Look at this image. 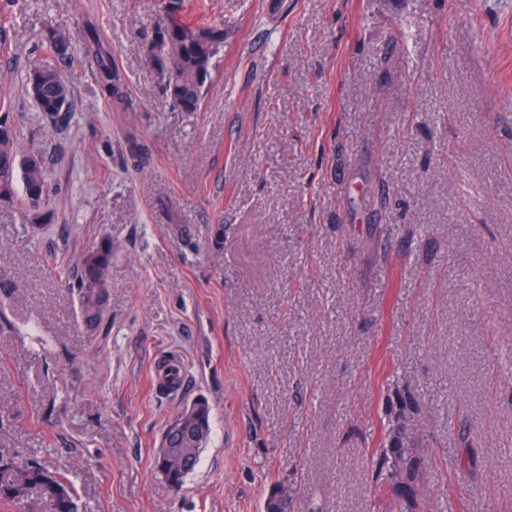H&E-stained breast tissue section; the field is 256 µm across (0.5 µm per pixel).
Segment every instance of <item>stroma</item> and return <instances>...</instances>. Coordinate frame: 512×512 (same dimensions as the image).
I'll list each match as a JSON object with an SVG mask.
<instances>
[{
	"instance_id": "1",
	"label": "stroma",
	"mask_w": 512,
	"mask_h": 512,
	"mask_svg": "<svg viewBox=\"0 0 512 512\" xmlns=\"http://www.w3.org/2000/svg\"><path fill=\"white\" fill-rule=\"evenodd\" d=\"M189 7L225 37L197 112L145 58L161 0H0V100L49 187L41 224L0 202V455L77 512H262L281 486L293 512H385L403 412L417 512H512V0ZM90 25L133 111L100 96ZM47 60L57 117L25 88ZM102 240L90 327L73 282ZM197 401L211 433L173 489L157 451ZM27 90L41 112L51 115L70 112L71 90L56 66L45 64L31 68ZM153 385L157 391L168 397L182 393L185 370L178 356H167L161 359L153 370Z\"/></svg>"
}]
</instances>
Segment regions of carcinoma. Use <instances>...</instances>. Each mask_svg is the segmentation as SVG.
<instances>
[{
	"label": "carcinoma",
	"instance_id": "cac0c4a2",
	"mask_svg": "<svg viewBox=\"0 0 512 512\" xmlns=\"http://www.w3.org/2000/svg\"><path fill=\"white\" fill-rule=\"evenodd\" d=\"M163 4L170 23L157 41L145 46L146 58L158 71L172 103L184 112H197L211 79L213 59L224 46V29L191 21L184 14L185 0H163ZM97 80L107 101L125 112L132 109L125 78L108 55H99ZM27 90L42 112L53 115L70 111L71 90L54 65L30 69ZM19 184L33 207V222H42L37 208L47 194L44 162L37 153L23 155L18 151V129L6 112L0 119V201L12 199ZM111 259L112 243L102 241L85 251L77 271V288L83 294L89 322L99 316L94 291L103 285ZM180 416L188 418L180 451L195 466L211 432L210 409L197 403ZM379 458L384 480L402 488L390 512H415L419 462L406 445L405 424H396L390 446L380 450ZM33 492L51 503L54 512H76L71 492L61 480L31 462L0 456V500L20 504ZM291 503L292 494L276 489L265 498L263 512H290Z\"/></svg>",
	"mask_w": 512,
	"mask_h": 512
}]
</instances>
